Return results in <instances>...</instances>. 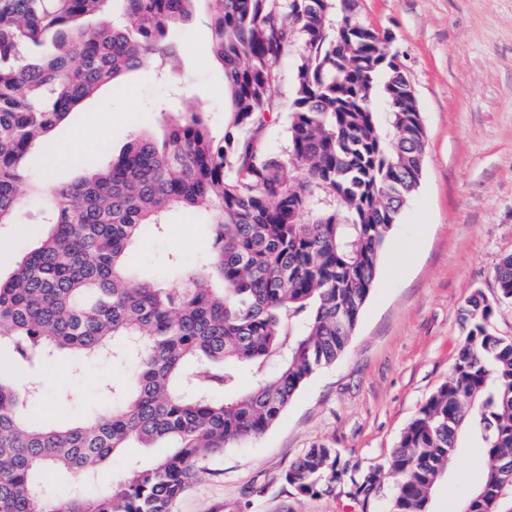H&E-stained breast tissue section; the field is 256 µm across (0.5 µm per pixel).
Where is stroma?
<instances>
[{
	"instance_id": "1",
	"label": "stroma",
	"mask_w": 512,
	"mask_h": 512,
	"mask_svg": "<svg viewBox=\"0 0 512 512\" xmlns=\"http://www.w3.org/2000/svg\"><path fill=\"white\" fill-rule=\"evenodd\" d=\"M357 17L389 30L405 64L426 134L421 184L406 202L381 254L372 293L342 356L314 373L279 420L258 438L225 448L208 461L175 512H388L394 482L377 492L357 487L386 466L405 427L452 372L459 353L460 310L475 292L494 307L492 331L512 339V301L493 278L512 254V0H357ZM185 72L168 86L153 69L126 73L103 86L54 130L61 145L86 129L81 156L102 144L121 151L140 135L161 136L162 103L201 101L214 133L224 130V75L209 56L205 15L180 24ZM105 123L106 137L90 126ZM35 199L21 205V224L0 225V275L9 276L49 231L33 224ZM212 217L172 211L164 233L148 230L132 249L138 277L154 278L172 252L186 263L205 258ZM37 380L36 421L65 423L107 403L111 367L74 369L60 356L22 370L0 353V376ZM336 449L345 465L328 488L303 493L285 479L308 448ZM484 452L468 441L448 464L434 512H459L480 481Z\"/></svg>"
}]
</instances>
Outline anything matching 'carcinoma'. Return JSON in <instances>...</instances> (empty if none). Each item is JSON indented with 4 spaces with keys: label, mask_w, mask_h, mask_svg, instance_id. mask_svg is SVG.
Segmentation results:
<instances>
[{
    "label": "carcinoma",
    "mask_w": 512,
    "mask_h": 512,
    "mask_svg": "<svg viewBox=\"0 0 512 512\" xmlns=\"http://www.w3.org/2000/svg\"><path fill=\"white\" fill-rule=\"evenodd\" d=\"M199 4L224 73L223 133L201 108L165 112L162 140L137 137L105 165L87 160L100 165L91 178L32 180L29 152L103 84L147 60L177 76L175 29ZM352 11V0H0V224L35 195L50 226L0 278V350L24 365L62 350L79 367L135 365L105 387L118 404L61 426L32 420L38 382L0 377V512H174L208 459L263 434L345 350L426 151L400 55ZM295 43L285 159L266 132L281 112L278 65ZM179 208L215 212L211 253L195 265L175 254L168 276L135 278L132 246ZM494 278L512 299V255ZM461 315L452 375L388 461L389 512H432L465 437L484 448V467L461 512H498L512 483V340L492 334L480 291ZM242 369L254 379L247 391ZM160 444L167 453L129 461L88 494L125 449ZM46 470L75 475L63 497L39 480ZM342 472L336 449L319 445L286 481L308 493Z\"/></svg>",
    "instance_id": "obj_1"
}]
</instances>
